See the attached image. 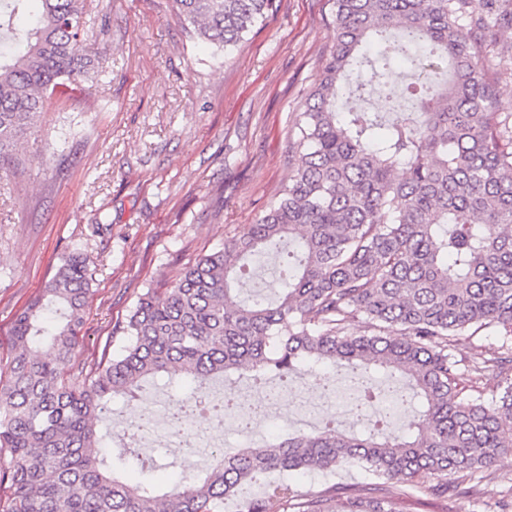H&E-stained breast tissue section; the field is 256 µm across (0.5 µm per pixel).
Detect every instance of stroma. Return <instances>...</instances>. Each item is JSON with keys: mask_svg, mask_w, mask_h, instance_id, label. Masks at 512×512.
I'll list each match as a JSON object with an SVG mask.
<instances>
[{"mask_svg": "<svg viewBox=\"0 0 512 512\" xmlns=\"http://www.w3.org/2000/svg\"><path fill=\"white\" fill-rule=\"evenodd\" d=\"M103 29L95 46L105 71L72 97L46 105L20 150L0 166V369L11 359L15 316L40 292L62 257L78 251L92 273L86 324L72 366L107 349L112 325L135 296L162 289L178 270L262 217L287 182L297 122L335 46L334 0H275V8L231 52L189 36L173 0H87ZM494 60L497 109L512 112V30L486 46ZM270 384L243 383L240 400L266 396L250 437L236 419L218 429L246 448L281 433L346 420L300 376L278 398ZM172 408L165 390L144 386L134 407L114 402L108 425L136 428L140 415ZM157 460L156 483L179 481L181 452L165 430L139 440ZM512 456L482 478L481 493L450 504L430 499L421 479L401 512H498Z\"/></svg>", "mask_w": 512, "mask_h": 512, "instance_id": "1", "label": "stroma"}]
</instances>
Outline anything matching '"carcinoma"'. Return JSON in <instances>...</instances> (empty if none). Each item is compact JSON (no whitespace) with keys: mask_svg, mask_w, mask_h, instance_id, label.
<instances>
[{"mask_svg":"<svg viewBox=\"0 0 512 512\" xmlns=\"http://www.w3.org/2000/svg\"><path fill=\"white\" fill-rule=\"evenodd\" d=\"M191 32L224 50L274 0H174ZM336 46L302 112L288 183L240 236L153 288L112 326V353L65 376L86 323L91 273L71 253L17 314L14 354L0 377V512H399L424 474L441 495L477 496L465 477L512 454V113L497 112L483 40L512 29V0H335ZM86 0H0V160H17L46 102L101 75ZM406 66L394 118L349 99L362 69ZM364 333L351 332L354 323ZM474 380L496 370L484 399L459 386L453 349L481 331ZM323 367L383 372L397 385L363 384L359 431L316 430L253 448H220L205 475L184 467L169 490L128 481L136 460L103 448L112 399L136 400L158 379L224 378V406L249 374L288 381ZM414 405L397 435L366 407ZM358 467L355 491L302 492L286 480ZM285 479L257 496L243 487Z\"/></svg>","mask_w":512,"mask_h":512,"instance_id":"cac0c4a2","label":"carcinoma"}]
</instances>
